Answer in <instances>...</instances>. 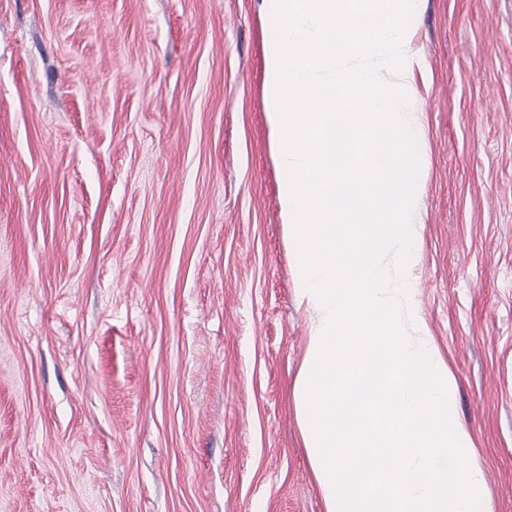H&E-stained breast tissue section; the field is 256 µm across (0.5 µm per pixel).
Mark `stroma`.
<instances>
[{
  "label": "stroma",
  "mask_w": 512,
  "mask_h": 512,
  "mask_svg": "<svg viewBox=\"0 0 512 512\" xmlns=\"http://www.w3.org/2000/svg\"><path fill=\"white\" fill-rule=\"evenodd\" d=\"M276 45L268 0H0V512H326ZM410 56L411 334L512 512V0H420Z\"/></svg>",
  "instance_id": "1"
}]
</instances>
